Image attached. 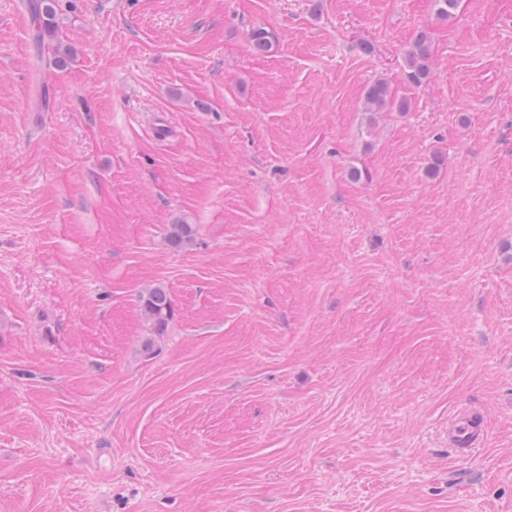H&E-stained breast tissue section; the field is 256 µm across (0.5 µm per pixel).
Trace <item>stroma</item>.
I'll return each mask as SVG.
<instances>
[{"label":"stroma","instance_id":"stroma-1","mask_svg":"<svg viewBox=\"0 0 512 512\" xmlns=\"http://www.w3.org/2000/svg\"><path fill=\"white\" fill-rule=\"evenodd\" d=\"M26 3L0 0V512H512V0H56L40 50ZM380 79L407 111H365ZM406 66V81L413 86H418L431 77L432 67L426 33H419L415 38L412 49L407 54ZM139 304L152 336H163L175 314L168 288L157 284L143 289L139 295ZM487 429L484 418L477 412L458 415L448 423V445L458 456L468 457L484 446Z\"/></svg>","mask_w":512,"mask_h":512}]
</instances>
